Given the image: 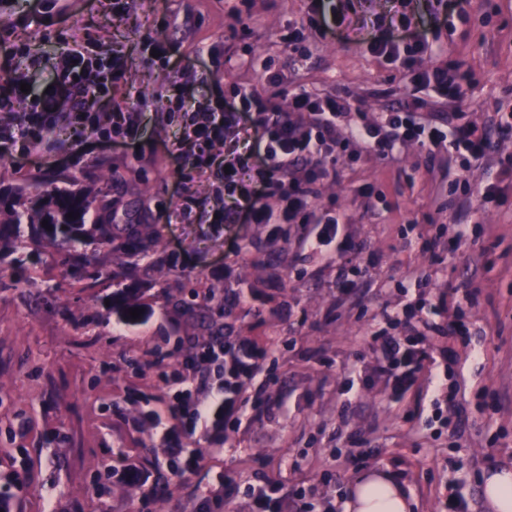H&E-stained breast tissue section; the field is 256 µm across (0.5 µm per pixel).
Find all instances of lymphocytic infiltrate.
<instances>
[{
	"mask_svg": "<svg viewBox=\"0 0 512 512\" xmlns=\"http://www.w3.org/2000/svg\"><path fill=\"white\" fill-rule=\"evenodd\" d=\"M373 54L398 62L403 74L416 89L396 110L383 112L375 120L365 113H353L352 103L341 91L319 92L295 89L287 106L274 96L259 94L251 86L235 85L232 95L204 112L182 115L180 134L171 152L182 163L183 203L174 211L176 223L189 221L192 184L206 176L215 165L213 149L223 146L224 206L217 209L222 224H267L273 230L282 225L303 228L301 246L319 250L340 238L343 216L319 203L322 183L336 175L340 150L359 146L362 152L389 164L398 163L404 148L412 143L426 151L438 150L463 157L465 168L493 162L497 138L512 135V119H499L495 131L452 116L441 120L432 112L425 91H435L446 99H458L469 83L467 71L441 62L424 68L420 60L431 53L427 39L415 36L411 42L385 38L370 46ZM66 67L58 86L46 93L40 111L31 113L17 130L0 129V141L24 140L28 145H50L57 136L56 109L67 98L76 107L69 127L76 136L100 133L95 112L103 87L120 90L124 69L113 63L109 76H101L97 58L76 48L62 54ZM383 353L375 365L379 375L388 377L394 391L407 390L419 378L426 358L424 349L400 348L394 340L381 344ZM213 346L203 347L185 363V385L171 403L175 419L169 436L192 435L220 430L225 414L232 411L239 396L248 389L236 382L233 392L217 387L204 394L194 385L197 369L220 362Z\"/></svg>",
	"mask_w": 512,
	"mask_h": 512,
	"instance_id": "obj_1",
	"label": "lymphocytic infiltrate"
}]
</instances>
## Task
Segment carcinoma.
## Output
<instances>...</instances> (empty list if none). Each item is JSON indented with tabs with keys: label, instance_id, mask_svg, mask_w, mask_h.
I'll return each mask as SVG.
<instances>
[{
	"label": "carcinoma",
	"instance_id": "carcinoma-1",
	"mask_svg": "<svg viewBox=\"0 0 512 512\" xmlns=\"http://www.w3.org/2000/svg\"><path fill=\"white\" fill-rule=\"evenodd\" d=\"M8 206L13 213L10 224H0V245L9 239L20 236L23 219L35 232L59 242L64 249L63 263L72 274L81 277L89 273L90 261L76 251L74 245L92 242L98 248L114 251H126L132 254H147L156 248L158 236L153 225L141 222V215L124 213L125 223H112L110 202L92 196L82 190L51 189L26 197L12 198ZM96 213L92 224L86 223L90 212ZM73 218H68V213ZM48 221V227H42V221Z\"/></svg>",
	"mask_w": 512,
	"mask_h": 512
}]
</instances>
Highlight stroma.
Masks as SVG:
<instances>
[{"label":"stroma","mask_w":512,"mask_h":512,"mask_svg":"<svg viewBox=\"0 0 512 512\" xmlns=\"http://www.w3.org/2000/svg\"><path fill=\"white\" fill-rule=\"evenodd\" d=\"M0 0V38L16 44L0 69L29 84L25 99L0 87V126L12 127L55 79L60 49L75 43L120 51L124 91L142 105L139 145L67 137L50 147H0V193L93 189L117 211L138 202L157 225L156 252L99 253L94 277H73L49 239L22 226L18 250H0V499L10 512H198L208 490L229 495L210 512H252L250 488H264L267 512H343L348 483L386 467L413 498V512H443L459 495L486 512L485 469L512 465V208L469 210V238L454 240L449 200L462 162L428 160L411 146L397 165L349 147L322 205L345 218L347 265L335 246L301 250L297 231L271 239L264 224H172L179 170L167 152L177 126L168 100L194 106L247 82L287 103L294 86L347 91L368 113L412 94L398 63L367 42L400 35L407 15L434 55L471 74L462 105L433 99L437 112L463 108L484 124L494 103H512V0H469L439 26L426 21L438 0H334L350 26L321 35L308 23L311 0ZM304 34L309 56L284 42ZM168 43L178 68L148 44ZM252 67L218 72L225 48ZM129 267L122 281L113 273ZM356 292L339 293L341 270ZM470 280L457 319L471 331L449 345L448 288ZM141 311L127 320L109 307L118 287ZM437 327L428 367L396 394L374 370L373 332L411 345V309ZM225 326L257 343L251 391L261 406L229 414L222 449L206 436L185 440L198 470L174 474L163 440L177 384L160 382ZM458 360L449 363V350Z\"/></svg>","instance_id":"stroma-1"}]
</instances>
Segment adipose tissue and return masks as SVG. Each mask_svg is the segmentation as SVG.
I'll use <instances>...</instances> for the list:
<instances>
[{
  "instance_id": "obj_1",
  "label": "adipose tissue",
  "mask_w": 512,
  "mask_h": 512,
  "mask_svg": "<svg viewBox=\"0 0 512 512\" xmlns=\"http://www.w3.org/2000/svg\"><path fill=\"white\" fill-rule=\"evenodd\" d=\"M481 490L490 512H512V468L493 466L482 475ZM344 512H411L405 487L389 471L372 468L348 485Z\"/></svg>"
}]
</instances>
